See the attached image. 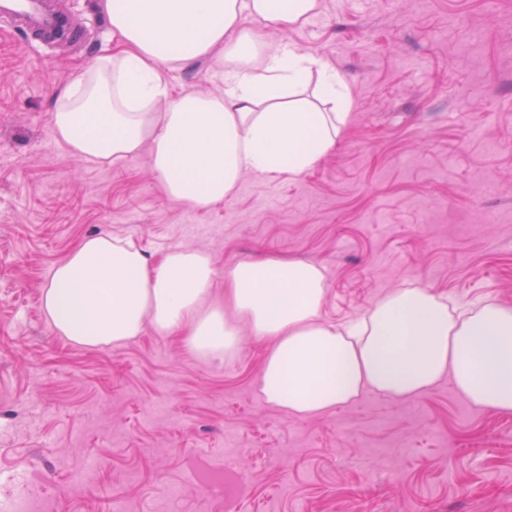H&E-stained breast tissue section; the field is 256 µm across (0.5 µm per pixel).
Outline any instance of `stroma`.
<instances>
[{"mask_svg":"<svg viewBox=\"0 0 512 512\" xmlns=\"http://www.w3.org/2000/svg\"><path fill=\"white\" fill-rule=\"evenodd\" d=\"M62 5L82 41L0 25V504L27 487L54 512H512V414L450 380L298 418L256 387L266 341L202 361L149 326L86 349L39 308L52 266L98 232L153 257L201 249L220 269L323 265L328 323L407 281L512 306V0H321L303 26H266L347 79L350 115L312 170L245 174L207 211L167 197L149 150L98 165L56 143L60 92L113 47L96 0ZM169 77L224 87L214 57ZM216 470L220 493L196 478Z\"/></svg>","mask_w":512,"mask_h":512,"instance_id":"obj_1","label":"stroma"}]
</instances>
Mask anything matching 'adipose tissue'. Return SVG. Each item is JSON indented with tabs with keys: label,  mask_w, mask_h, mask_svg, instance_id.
Returning <instances> with one entry per match:
<instances>
[{
	"label": "adipose tissue",
	"mask_w": 512,
	"mask_h": 512,
	"mask_svg": "<svg viewBox=\"0 0 512 512\" xmlns=\"http://www.w3.org/2000/svg\"><path fill=\"white\" fill-rule=\"evenodd\" d=\"M97 8L119 49L75 78L50 117L74 158L114 164L149 149L166 195L207 209L244 174L293 178L335 148L347 82L322 59L270 47L245 25H304L319 0H97ZM209 56L227 66L223 91H175L169 72ZM325 282L324 267L305 261L239 260L219 272L203 250L154 259L132 241L92 234L52 268L41 309L54 333L83 348L123 345L150 325L183 334L209 360L232 357L243 332L266 337L257 387L295 417L367 390L417 396L446 377L474 406L512 413V307L452 309L446 296L408 283L336 326L319 318Z\"/></svg>",
	"instance_id": "adipose-tissue-1"
}]
</instances>
